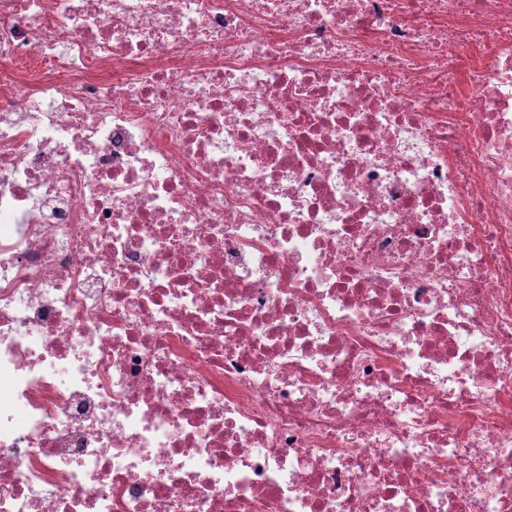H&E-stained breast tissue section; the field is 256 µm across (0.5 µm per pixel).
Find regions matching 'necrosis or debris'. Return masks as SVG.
Returning a JSON list of instances; mask_svg holds the SVG:
<instances>
[{
  "label": "necrosis or debris",
  "mask_w": 512,
  "mask_h": 512,
  "mask_svg": "<svg viewBox=\"0 0 512 512\" xmlns=\"http://www.w3.org/2000/svg\"><path fill=\"white\" fill-rule=\"evenodd\" d=\"M0 512H512V0H0Z\"/></svg>",
  "instance_id": "1"
}]
</instances>
